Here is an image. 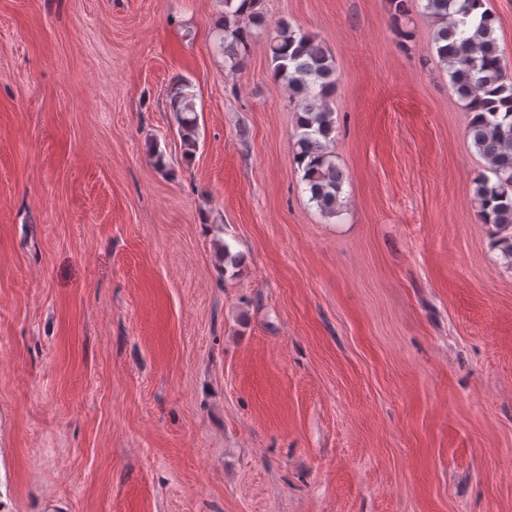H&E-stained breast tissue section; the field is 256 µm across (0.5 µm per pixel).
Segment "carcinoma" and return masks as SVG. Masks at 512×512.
<instances>
[{
	"mask_svg": "<svg viewBox=\"0 0 512 512\" xmlns=\"http://www.w3.org/2000/svg\"><path fill=\"white\" fill-rule=\"evenodd\" d=\"M236 0H220L224 16L218 23L216 48L240 66L254 33L240 20L265 26L259 12L242 13L243 4ZM479 0H424L423 12L438 22L434 37L436 53L459 98L468 109L482 104L484 112L471 118L467 134L473 146L486 159L493 177L475 179L474 200L487 224L496 228L494 247L512 263V79L495 37L494 17L487 10L472 16ZM393 26L403 40L410 30L399 24L408 15L407 0H390ZM269 54L274 75L283 79L292 97L299 99V121L296 128L295 162L306 158L302 180L309 202L330 218L336 215L345 173L332 160L330 144L335 130L333 111L328 101L336 88V67L323 46L308 34L283 22L268 36ZM189 84H177L170 95V110L176 113L178 133L185 154L198 146V125L188 117L193 112V94Z\"/></svg>",
	"mask_w": 512,
	"mask_h": 512,
	"instance_id": "1",
	"label": "carcinoma"
}]
</instances>
